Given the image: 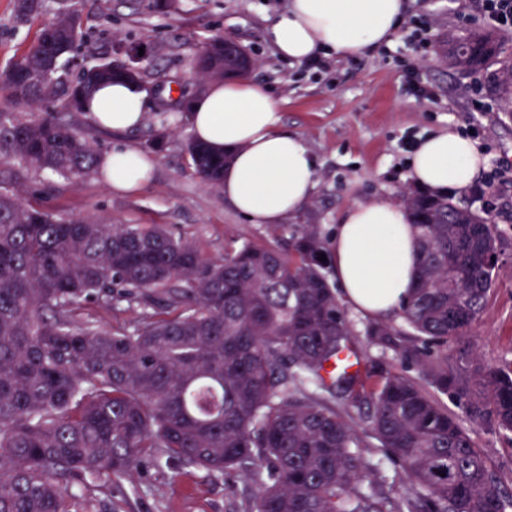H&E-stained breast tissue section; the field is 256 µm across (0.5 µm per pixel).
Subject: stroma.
<instances>
[{
  "label": "stroma",
  "mask_w": 512,
  "mask_h": 512,
  "mask_svg": "<svg viewBox=\"0 0 512 512\" xmlns=\"http://www.w3.org/2000/svg\"><path fill=\"white\" fill-rule=\"evenodd\" d=\"M287 0H182L179 12L157 7L156 0H82L81 32L96 53L130 40L154 48L143 89L146 115L136 129L96 131L100 151L121 140L139 149L161 120L160 104L174 85L195 93L194 57L213 36L233 38L251 56L253 80L269 88L281 112L284 131L301 136L317 163L312 200L297 216L300 224L320 225L332 235L343 210L371 199L400 201L408 187L410 150L419 138L452 128L477 142L488 166L512 163V110L494 86L496 67L475 72L457 68L442 51L445 40L482 27L480 16L463 19L456 0H407V18L428 28V42L412 45L406 28L388 43L361 55L322 56L320 64H295L279 56L264 38L269 21ZM44 23L36 17L17 24L12 0H0V71L7 69L35 40ZM426 89L417 96L414 86ZM479 128H472L471 118ZM185 133H170L162 151L152 154L147 184L119 193L91 175L75 182L28 172L19 181L26 204L70 218L112 224H164L193 241L209 257L245 240L270 237V227L250 224L224 202V193L206 187L188 163ZM454 204L490 219L504 239L502 264L478 325L462 340L482 360H512V181L481 198L469 192ZM363 366L403 370L398 350L369 340V317L349 310ZM473 437L490 466L512 492V443L481 428ZM117 512H231L223 479L198 470L174 472L149 465L133 482L114 486Z\"/></svg>",
  "instance_id": "obj_1"
}]
</instances>
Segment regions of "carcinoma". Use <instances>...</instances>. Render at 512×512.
<instances>
[{
	"label": "carcinoma",
	"mask_w": 512,
	"mask_h": 512,
	"mask_svg": "<svg viewBox=\"0 0 512 512\" xmlns=\"http://www.w3.org/2000/svg\"><path fill=\"white\" fill-rule=\"evenodd\" d=\"M46 0H14L19 24ZM55 16L9 67L0 85V156L67 179L97 171L94 118L84 103L133 73L86 51L79 0ZM466 69L496 60L512 107V56L474 29L449 46ZM44 102L53 112H35ZM146 144L159 152L171 121ZM189 164L223 187L229 156L189 136ZM404 202L418 268L402 305V331L373 322L366 335L397 342L415 368L330 375L346 352L360 360L344 306L330 281L329 240L317 224L288 237L244 241L204 256L162 224H102L26 205L0 182V512H99L115 480L146 463L199 469L252 486L241 512H506L512 496L476 448L468 426L512 443V362L488 364L448 344L470 331L495 284L501 236L488 220L412 189ZM135 301L152 309L130 329L102 328L90 303ZM369 405L361 422L336 406V390ZM450 397L463 416L448 410ZM373 448L409 480L400 492Z\"/></svg>",
	"instance_id": "obj_1"
}]
</instances>
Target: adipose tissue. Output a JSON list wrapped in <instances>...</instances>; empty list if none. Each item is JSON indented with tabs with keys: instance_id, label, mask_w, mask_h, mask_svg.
<instances>
[{
	"instance_id": "adipose-tissue-1",
	"label": "adipose tissue",
	"mask_w": 512,
	"mask_h": 512,
	"mask_svg": "<svg viewBox=\"0 0 512 512\" xmlns=\"http://www.w3.org/2000/svg\"><path fill=\"white\" fill-rule=\"evenodd\" d=\"M406 0H289L265 28L280 57L295 63L329 52L352 56L390 42ZM87 110L103 127L140 125L143 93L115 83L95 94ZM193 135L231 161L224 169V201L249 223L274 225L299 214L315 187L314 160L304 140L281 129L278 104L248 76L210 84L190 105ZM486 163L475 141L452 129L418 140L408 160L411 181L436 193H464ZM151 161L117 144L99 170L118 191H134L149 178ZM331 273L345 299L364 315L380 318L408 298L417 268L414 229L395 202H357L339 217L330 240Z\"/></svg>"
}]
</instances>
